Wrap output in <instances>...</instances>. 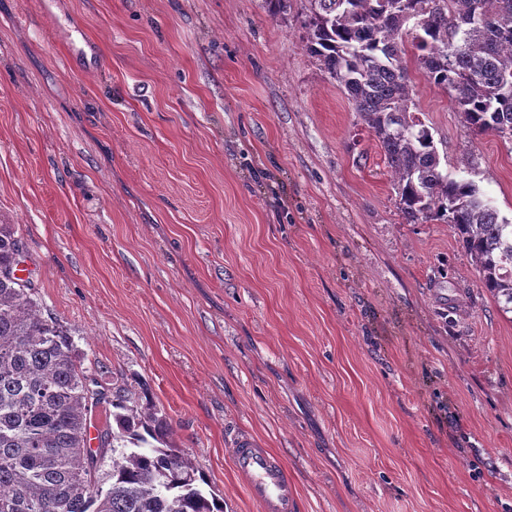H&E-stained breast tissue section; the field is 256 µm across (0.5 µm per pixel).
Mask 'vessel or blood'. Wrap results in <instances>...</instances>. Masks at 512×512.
<instances>
[{"label":"vessel or blood","instance_id":"obj_1","mask_svg":"<svg viewBox=\"0 0 512 512\" xmlns=\"http://www.w3.org/2000/svg\"><path fill=\"white\" fill-rule=\"evenodd\" d=\"M232 463L261 512H297L295 482L283 461L262 448L250 433H237L230 445Z\"/></svg>","mask_w":512,"mask_h":512}]
</instances>
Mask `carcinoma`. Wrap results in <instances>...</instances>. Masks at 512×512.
Instances as JSON below:
<instances>
[{"mask_svg": "<svg viewBox=\"0 0 512 512\" xmlns=\"http://www.w3.org/2000/svg\"><path fill=\"white\" fill-rule=\"evenodd\" d=\"M306 2V50L379 143L404 219L450 225L481 287L512 311V224L475 182L441 172L405 47L411 38L417 68L468 129L512 143V0ZM23 249L17 226L0 224V512H224L191 455L168 444L167 420L104 386L68 329L43 314L37 285L16 276ZM109 406L93 450L88 431Z\"/></svg>", "mask_w": 512, "mask_h": 512, "instance_id": "1", "label": "carcinoma"}]
</instances>
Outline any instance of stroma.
Here are the masks:
<instances>
[{"instance_id": "1", "label": "stroma", "mask_w": 512, "mask_h": 512, "mask_svg": "<svg viewBox=\"0 0 512 512\" xmlns=\"http://www.w3.org/2000/svg\"><path fill=\"white\" fill-rule=\"evenodd\" d=\"M302 0H0V224L103 383L224 512L254 435L298 512H512V312L305 48ZM443 173L512 222V143L411 69Z\"/></svg>"}]
</instances>
